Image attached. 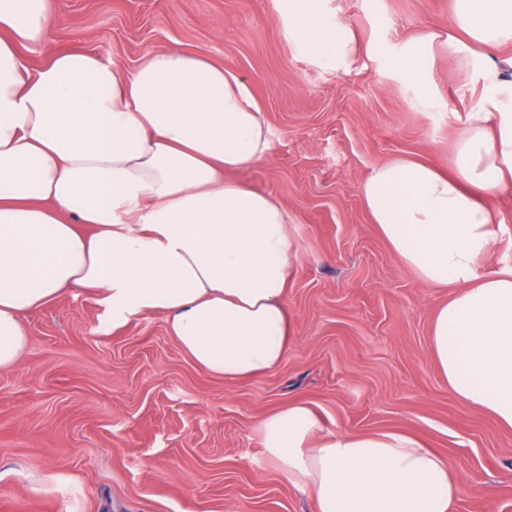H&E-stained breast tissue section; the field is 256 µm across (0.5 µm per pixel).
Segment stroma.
<instances>
[{"label": "stroma", "instance_id": "1", "mask_svg": "<svg viewBox=\"0 0 512 512\" xmlns=\"http://www.w3.org/2000/svg\"><path fill=\"white\" fill-rule=\"evenodd\" d=\"M64 49L123 67L182 48L241 76L272 150L233 178L288 214L297 276L287 292L293 336L275 369L227 382L198 367L162 313L120 327L78 288L23 314L27 345L0 370V512H311L306 492L268 459L267 414L310 404L328 431L398 429L448 456L454 512H512V430L461 404L429 348L452 289L422 283L363 205L381 162L449 168L473 105L437 54L434 108L418 110L396 66L405 42L446 38L454 0H326L372 46L339 75L296 55L274 0H55ZM482 271L512 266V192Z\"/></svg>", "mask_w": 512, "mask_h": 512}]
</instances>
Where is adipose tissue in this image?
Masks as SVG:
<instances>
[{"label":"adipose tissue","instance_id":"obj_1","mask_svg":"<svg viewBox=\"0 0 512 512\" xmlns=\"http://www.w3.org/2000/svg\"><path fill=\"white\" fill-rule=\"evenodd\" d=\"M297 55L346 75L361 49L324 0H275ZM55 0H0V369L26 345L20 321L83 288L113 326L162 312L168 333L209 374L237 381L279 366L297 266L288 214L227 179L262 162L270 130L244 81L205 57L152 51L131 69L101 53L60 50ZM445 42L459 97L480 92L450 170L379 164L363 203L391 249L425 284L454 288L434 313L430 353L463 405L512 429V268L479 274L504 219L489 203L512 189V0H455ZM434 36L398 59L428 110ZM40 47L29 67L22 49ZM259 434L312 512H453V462L400 430L324 432L294 402Z\"/></svg>","mask_w":512,"mask_h":512}]
</instances>
